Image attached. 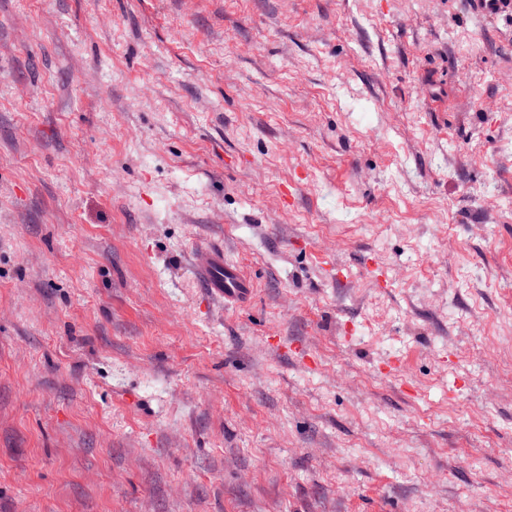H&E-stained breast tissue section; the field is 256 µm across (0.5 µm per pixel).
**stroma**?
I'll return each instance as SVG.
<instances>
[{"instance_id":"obj_1","label":"stroma","mask_w":512,"mask_h":512,"mask_svg":"<svg viewBox=\"0 0 512 512\" xmlns=\"http://www.w3.org/2000/svg\"><path fill=\"white\" fill-rule=\"evenodd\" d=\"M0 512H512V23L0 0ZM206 262L199 276L208 296L236 303L251 294V281L236 265L224 262L222 248H207Z\"/></svg>"}]
</instances>
